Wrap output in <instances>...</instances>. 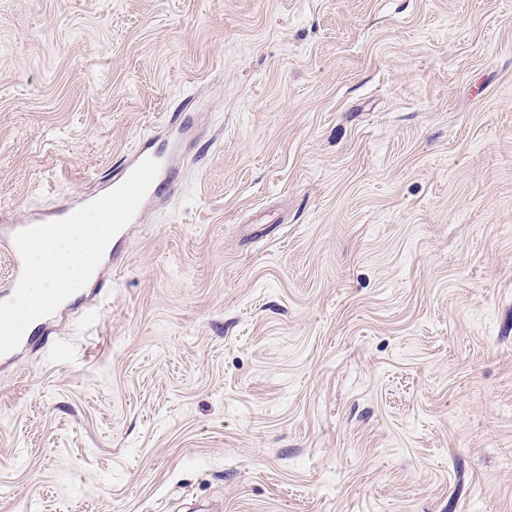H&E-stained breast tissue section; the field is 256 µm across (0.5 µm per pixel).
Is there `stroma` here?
<instances>
[{
    "mask_svg": "<svg viewBox=\"0 0 512 512\" xmlns=\"http://www.w3.org/2000/svg\"><path fill=\"white\" fill-rule=\"evenodd\" d=\"M185 101L104 290L0 359V512H512V0H0V211ZM181 147L180 143L176 139L169 141L166 151H146L139 150L130 158L124 160L122 173L118 177L114 178L110 187L112 189L119 186L132 172L135 166L144 158H153L160 163V170L153 184L151 185L146 197L139 206L134 218L129 224H140L143 221L145 212L152 207L161 191L166 188L174 179L176 175V162L180 155Z\"/></svg>",
    "mask_w": 512,
    "mask_h": 512,
    "instance_id": "obj_1",
    "label": "stroma"
}]
</instances>
